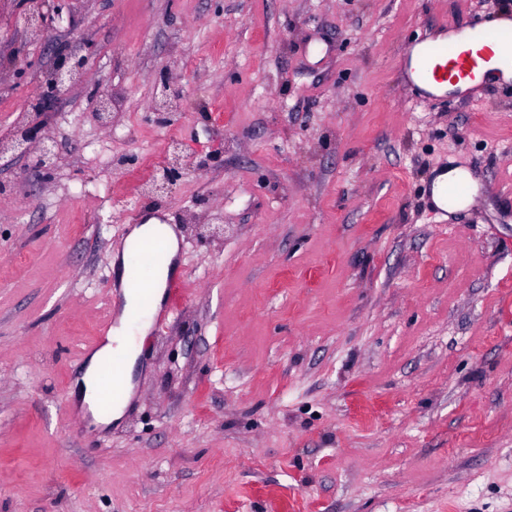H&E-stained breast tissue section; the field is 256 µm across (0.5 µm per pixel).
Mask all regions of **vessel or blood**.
I'll list each match as a JSON object with an SVG mask.
<instances>
[{
    "label": "vessel or blood",
    "mask_w": 512,
    "mask_h": 512,
    "mask_svg": "<svg viewBox=\"0 0 512 512\" xmlns=\"http://www.w3.org/2000/svg\"><path fill=\"white\" fill-rule=\"evenodd\" d=\"M512 41V26L505 29L487 27L485 19H474L467 31L455 41L432 42L414 55L413 71L418 81L425 85H467L482 83L496 70L500 57L498 45ZM166 259L165 246L154 239L143 243L129 257L133 269H145L142 277H132L131 287L138 296L128 324L129 331H136L140 320L153 310L148 270L160 267ZM99 399L97 410L108 414L115 401L121 400L126 392V379L120 357L102 362L99 375Z\"/></svg>",
    "instance_id": "1"
}]
</instances>
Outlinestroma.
<instances>
[{"label":"stroma","instance_id":"obj_1","mask_svg":"<svg viewBox=\"0 0 512 512\" xmlns=\"http://www.w3.org/2000/svg\"><path fill=\"white\" fill-rule=\"evenodd\" d=\"M39 7L0 0V140L88 64L47 121L60 172L0 153V512H512V83L421 100L403 62L512 0H65L42 32ZM175 143L207 167L147 193ZM454 166L481 187L445 215ZM151 217L185 279L101 426L70 388ZM87 59L71 55L52 68L46 77V93L34 104L37 110H46L50 104L59 100L76 85L84 74ZM160 83L162 99L158 101L153 112H155L161 122H166L170 114L169 112L173 111V108L177 105V101L182 97V89L171 86L164 79H161ZM458 180H464L470 189V196L467 200L456 204H449L448 197L445 193L448 187V196L452 199L464 197L467 194V189L462 183H451ZM451 183V184H449ZM449 184V185H448ZM477 189V181L473 178L472 174L464 169L456 168L448 170V172H441L437 174L431 183L430 195L432 202L440 209L448 212H454L465 208L471 201V195Z\"/></svg>","mask_w":512,"mask_h":512}]
</instances>
